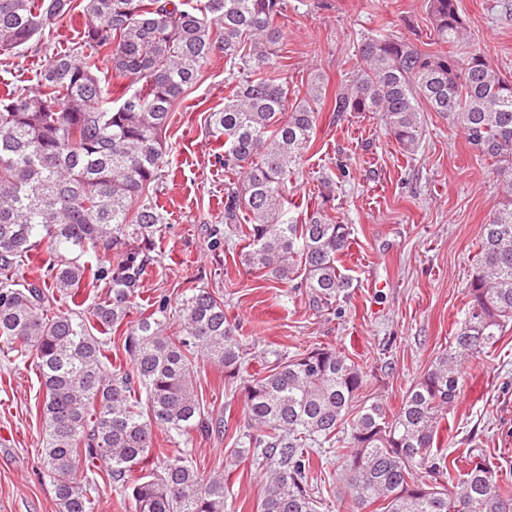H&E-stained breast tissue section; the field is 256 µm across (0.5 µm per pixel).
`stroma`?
Returning <instances> with one entry per match:
<instances>
[{
  "instance_id": "stroma-1",
  "label": "stroma",
  "mask_w": 512,
  "mask_h": 512,
  "mask_svg": "<svg viewBox=\"0 0 512 512\" xmlns=\"http://www.w3.org/2000/svg\"><path fill=\"white\" fill-rule=\"evenodd\" d=\"M276 46L289 91L322 72L337 86L356 70L361 38L384 31L425 51L436 50L427 0H286ZM471 46L512 79V0H459ZM48 58L29 45L13 65H0V89L31 87ZM223 56H212L198 83L173 107L166 131V163L145 201L164 218L156 241L159 261L134 301L147 310L156 297L177 303L193 285L213 289L224 315L248 348L249 373H266L277 357L330 346L360 363L366 393L397 410L411 384L448 349L465 317L467 288L476 270L478 230L504 196L494 165L476 157L463 133L434 112H423L414 152H404L372 113L334 119L321 112L317 134L299 172L286 183L301 207L325 205L333 221L351 228L342 259L352 279L333 310L316 312L287 285L263 277L214 242L212 225L224 214V186L235 172L216 163L207 117L229 93ZM334 197L322 202L323 178ZM197 393L206 411L229 422L225 433L169 443L199 471L222 472L226 512H259L266 474L252 459H235L234 434L249 428L240 385L197 359ZM39 374L0 347V512H56L53 480L40 464L43 446ZM439 451L461 460L486 456L499 482L512 485V323L500 341L470 359L458 398L446 416ZM343 449L314 453L308 485L319 512H353L341 479Z\"/></svg>"
}]
</instances>
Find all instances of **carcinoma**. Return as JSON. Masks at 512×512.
<instances>
[{
    "label": "carcinoma",
    "instance_id": "obj_1",
    "mask_svg": "<svg viewBox=\"0 0 512 512\" xmlns=\"http://www.w3.org/2000/svg\"><path fill=\"white\" fill-rule=\"evenodd\" d=\"M284 0H0V55L9 57L71 11L88 16L77 47L49 55L33 88L0 93V342L31 362L43 392L41 466L53 478L58 512H96L98 476L128 491L134 512H224V474H201L188 457L155 448L214 430L195 390L194 362L206 358L243 384L253 433L235 454L269 463L260 512H317L307 490L310 450L346 449L343 480L357 512H512V489L483 459L469 458L461 488L438 485L447 457L432 453L440 412L459 394L469 358L493 347L512 321V81L481 50L451 47L466 26L458 0H429L436 43L425 52L394 34L357 44L360 65L335 90L321 73L288 101L275 76L274 46ZM221 54L248 76L209 114L215 161L239 176L224 187L226 234L245 243L244 262L305 293L327 310L352 286L340 268L351 228L316 209L287 217L283 188L316 137L323 110L377 114L406 152L421 136L420 112L459 128L478 156L496 164L506 202L479 226L469 305L448 351L388 413L363 393L367 373L334 348L281 357L261 376L245 373L237 329L224 300L187 288L176 309L159 298L129 320L155 262L161 216L142 196L164 163L173 105ZM127 82L112 100L100 61ZM251 216L242 224L241 212ZM43 250L40 274L8 273ZM116 253L117 264L107 253ZM106 288L89 307L88 287ZM74 308L55 309L57 298ZM121 334L129 369H112ZM149 415L138 411L137 388ZM350 430H345V425ZM143 475L132 477L136 471Z\"/></svg>",
    "mask_w": 512,
    "mask_h": 512
}]
</instances>
